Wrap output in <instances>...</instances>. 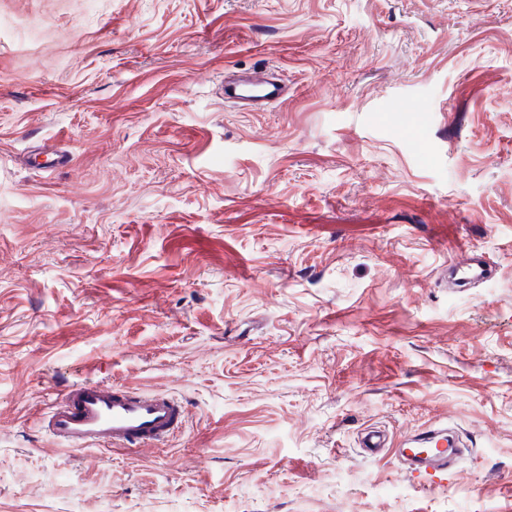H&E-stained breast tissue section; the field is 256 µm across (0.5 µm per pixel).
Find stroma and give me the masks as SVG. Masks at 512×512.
<instances>
[{
  "mask_svg": "<svg viewBox=\"0 0 512 512\" xmlns=\"http://www.w3.org/2000/svg\"><path fill=\"white\" fill-rule=\"evenodd\" d=\"M84 379L186 425L52 444ZM0 512H512V0H0ZM284 93L280 85L263 81H244L231 89L225 87L224 94L230 99L241 100H277ZM28 159L32 166L40 171L44 169L59 170L70 165L71 155L62 150L36 147L30 150ZM443 430L432 431V435L422 439L412 440L405 442L406 444H414L413 447L418 448H394V452L400 457L402 462L409 467L413 473L434 476L435 474L448 473V453L446 450L445 455H435L428 450L430 440L435 436L439 439H444L446 444L448 436L446 433L441 434ZM426 447V448H424Z\"/></svg>",
  "mask_w": 512,
  "mask_h": 512,
  "instance_id": "1",
  "label": "stroma"
}]
</instances>
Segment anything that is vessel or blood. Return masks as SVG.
Returning <instances> with one entry per match:
<instances>
[{"label": "vessel or blood", "instance_id": "1", "mask_svg": "<svg viewBox=\"0 0 512 512\" xmlns=\"http://www.w3.org/2000/svg\"><path fill=\"white\" fill-rule=\"evenodd\" d=\"M282 86L246 81L226 95L241 100H277ZM28 158L39 170L67 168L69 153L36 147ZM186 403L177 396L92 382L76 381L64 388L39 418V428L56 444L80 450L132 451L144 446L166 444L183 427ZM428 439L415 440L413 447L398 449L397 454L412 472L424 475L444 474L448 458L428 449Z\"/></svg>", "mask_w": 512, "mask_h": 512}]
</instances>
